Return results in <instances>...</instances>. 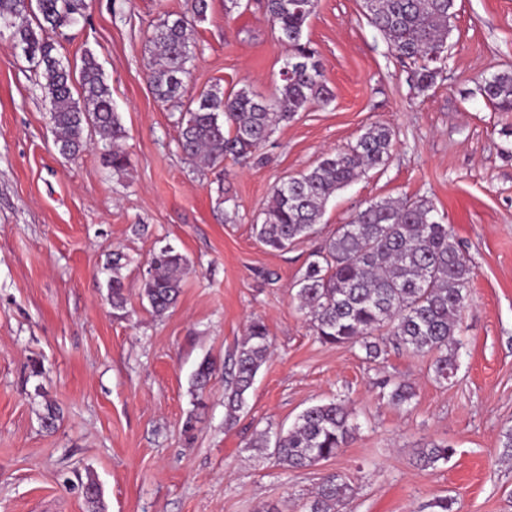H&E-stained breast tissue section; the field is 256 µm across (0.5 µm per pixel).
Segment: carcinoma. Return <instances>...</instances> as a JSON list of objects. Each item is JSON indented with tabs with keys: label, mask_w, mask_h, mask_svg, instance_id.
Segmentation results:
<instances>
[{
	"label": "carcinoma",
	"mask_w": 512,
	"mask_h": 512,
	"mask_svg": "<svg viewBox=\"0 0 512 512\" xmlns=\"http://www.w3.org/2000/svg\"><path fill=\"white\" fill-rule=\"evenodd\" d=\"M316 0H265L274 33L292 47L274 98L267 100L249 87L224 92L215 84L191 100L180 113L179 147L192 159L218 168L224 159L246 161L268 141L274 129L298 113L333 98L316 51L303 41V32ZM456 0H361L362 14L392 50L412 61V87L419 92L436 81L456 16ZM208 0H187L186 10L166 18L151 35L155 53L149 80L155 98L174 102L183 96V77L191 59L190 40L195 24L207 17ZM87 0H0V25L10 31L50 104L54 145L69 160L88 145V130L103 142L100 161L115 173L129 165L121 147L127 132L112 103V92L95 55L86 51L80 65L63 63L62 44L53 38L84 17ZM480 92L496 112H512V71L484 78ZM394 151V134L372 125L347 150L328 154L305 173L273 188L271 203L254 225L258 240L283 251L311 237L321 223L324 207L336 191L368 169L386 165ZM187 259L171 247L154 252L143 282V295L153 313H165L177 300ZM120 258L112 260L108 299L115 310L126 306ZM474 272L459 250L448 225L436 218L425 197L382 200L355 212L310 255L296 281V297L318 339L326 344L359 343L366 358H378L380 337L387 335L404 350L429 356L437 379L458 371L460 315L469 300ZM269 355V332L260 318L250 320L246 334L224 363V423L234 425L248 391ZM218 370L203 360L191 380L203 392ZM415 393L404 382L393 385L391 404L408 409ZM356 430L353 415L340 402L312 405L301 412L287 431L269 442L260 436L253 447L268 452L285 468L302 469L335 458ZM447 445L433 444L418 452L423 468L446 461ZM349 479L329 474L305 503L304 512H343L351 498ZM92 512L104 505L96 481L85 486Z\"/></svg>",
	"instance_id": "1"
}]
</instances>
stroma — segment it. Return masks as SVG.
<instances>
[{
  "label": "stroma",
  "mask_w": 512,
  "mask_h": 512,
  "mask_svg": "<svg viewBox=\"0 0 512 512\" xmlns=\"http://www.w3.org/2000/svg\"><path fill=\"white\" fill-rule=\"evenodd\" d=\"M63 54L91 51L112 88L129 166L113 174L99 143L80 158L53 145L49 103L19 49L0 35V512H263L298 506L324 475L350 479L343 512H512V112H496L481 78L512 68V0H456L448 56L434 85L413 91L400 59L360 0H317L304 31L334 93L280 125L253 163L209 169L178 146V118L211 85L272 97L290 55L261 0L225 11L210 0L193 33L183 101L153 96L152 28L185 0H89ZM395 133L391 161L327 203L318 232L283 252L253 226L283 178L346 150L366 128ZM425 197L474 271L461 315L455 378L394 345L370 362L360 346L319 341L293 299L310 254L368 203ZM188 260L176 304L154 314L142 283L154 251ZM121 254L127 304L107 299ZM271 338L246 405L224 426V375L201 396L203 359L224 362L248 322ZM416 396L402 411L383 381ZM343 401L358 428L330 461L288 469L252 448L256 433L292 424L310 405ZM61 417L41 418L47 404ZM444 442L448 461L421 468L419 449Z\"/></svg>",
  "instance_id": "1"
}]
</instances>
